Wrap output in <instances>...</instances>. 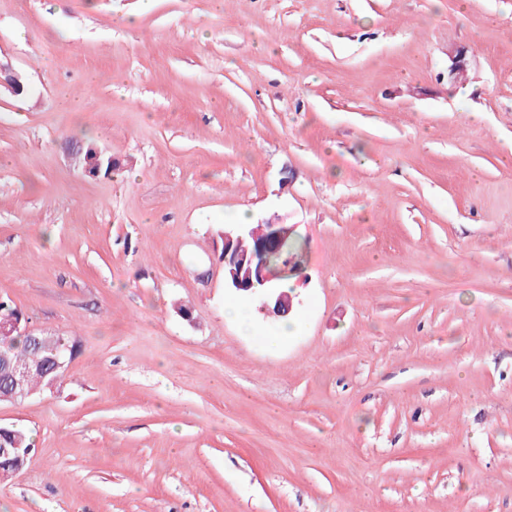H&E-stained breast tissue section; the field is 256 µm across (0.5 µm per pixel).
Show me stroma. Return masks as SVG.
I'll use <instances>...</instances> for the list:
<instances>
[{
  "mask_svg": "<svg viewBox=\"0 0 512 512\" xmlns=\"http://www.w3.org/2000/svg\"><path fill=\"white\" fill-rule=\"evenodd\" d=\"M0 64V300L78 342L0 512H512V0H0ZM239 220L242 224H228L224 227L222 259L224 261V286L236 292H243L246 295L258 296L261 300L259 312L265 317H284L291 313L294 307L292 295L283 291L277 281L288 274V263L286 266L271 267L263 260L258 264L253 263V257L248 258L241 252H252L254 242L257 251L261 255H281L284 253L286 236L280 231L258 233L259 224H246V216L241 214ZM231 226V227H226ZM246 238L238 249V244ZM254 240V242H253ZM286 252L290 263V275L284 276L281 281L297 276L301 270L302 245L294 233H290L286 242Z\"/></svg>",
  "mask_w": 512,
  "mask_h": 512,
  "instance_id": "obj_1",
  "label": "stroma"
}]
</instances>
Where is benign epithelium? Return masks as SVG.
Instances as JSON below:
<instances>
[{
  "label": "benign epithelium",
  "mask_w": 512,
  "mask_h": 512,
  "mask_svg": "<svg viewBox=\"0 0 512 512\" xmlns=\"http://www.w3.org/2000/svg\"><path fill=\"white\" fill-rule=\"evenodd\" d=\"M250 236L256 243L261 255H281L284 253L286 236L281 232L260 233L249 224H233L224 228L222 259L224 261V287L249 296L260 298L259 312L265 317H284L294 307V297L279 288L277 281L288 274V267H272L267 261L253 263V258L241 253L238 244L244 237ZM28 369L12 368L11 384L4 398L16 401L25 399L31 393L25 390Z\"/></svg>",
  "instance_id": "1"
}]
</instances>
